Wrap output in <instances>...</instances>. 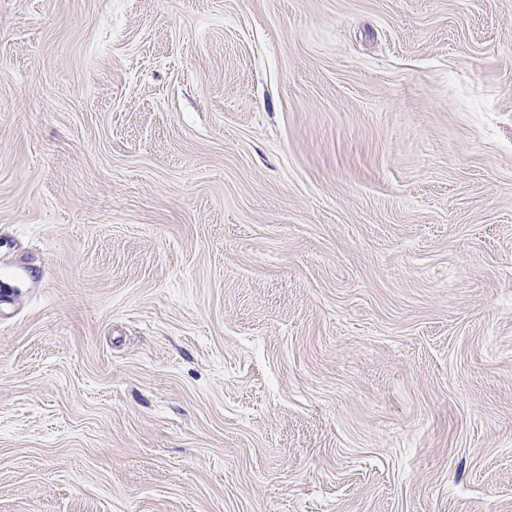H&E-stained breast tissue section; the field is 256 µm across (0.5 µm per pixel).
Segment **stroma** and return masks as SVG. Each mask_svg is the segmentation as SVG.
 I'll list each match as a JSON object with an SVG mask.
<instances>
[{
	"label": "stroma",
	"mask_w": 512,
	"mask_h": 512,
	"mask_svg": "<svg viewBox=\"0 0 512 512\" xmlns=\"http://www.w3.org/2000/svg\"><path fill=\"white\" fill-rule=\"evenodd\" d=\"M0 512H512V0H0Z\"/></svg>",
	"instance_id": "35a3bbf8"
}]
</instances>
